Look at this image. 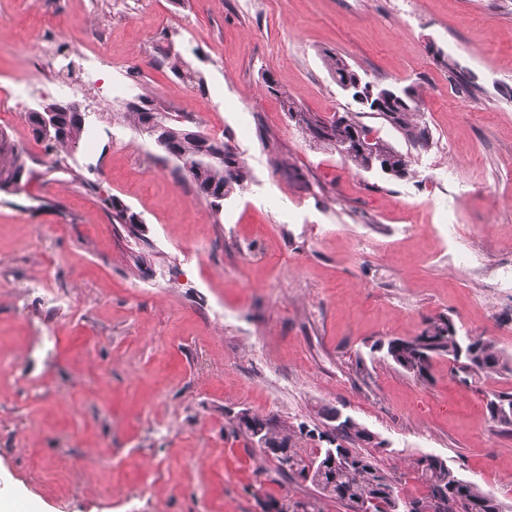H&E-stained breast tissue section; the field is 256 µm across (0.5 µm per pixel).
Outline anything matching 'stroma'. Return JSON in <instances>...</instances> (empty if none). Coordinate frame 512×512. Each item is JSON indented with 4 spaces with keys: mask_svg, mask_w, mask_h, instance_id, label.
Returning a JSON list of instances; mask_svg holds the SVG:
<instances>
[{
    "mask_svg": "<svg viewBox=\"0 0 512 512\" xmlns=\"http://www.w3.org/2000/svg\"><path fill=\"white\" fill-rule=\"evenodd\" d=\"M168 38L191 79L158 64ZM327 51L370 80L421 84L433 144L408 177L358 171L289 121L284 92L349 110ZM95 55L109 66L88 87ZM111 79L231 134L248 186L218 209L196 197L124 120ZM34 81L47 100L77 87L92 112L98 137L68 163L97 189L57 172L0 192L1 496L36 512H274L314 488L261 462L228 410L303 425L308 452L328 406L386 441L375 461L404 494L432 454L512 508V434L486 409L512 375L463 379L440 356L423 382L371 351L445 315L512 354V0H0V129L41 158L34 98L10 100ZM107 196L141 216L139 234ZM101 202L111 213L113 223L125 224L131 232L137 229L140 224H143V221L136 212L116 198L107 196L102 198Z\"/></svg>",
    "mask_w": 512,
    "mask_h": 512,
    "instance_id": "35a3bbf8",
    "label": "stroma"
}]
</instances>
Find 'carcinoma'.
Masks as SVG:
<instances>
[{
    "mask_svg": "<svg viewBox=\"0 0 512 512\" xmlns=\"http://www.w3.org/2000/svg\"><path fill=\"white\" fill-rule=\"evenodd\" d=\"M159 63L176 75L194 81L193 74L184 70L185 62L173 43L159 48ZM325 65L336 86L356 105V110L344 112L330 127L322 129L323 117L305 111L297 101L283 95V109L295 126L304 131L317 144L338 150L339 146L352 138L353 131L359 128H374L380 123L394 129L408 150L398 149L391 141L381 137L380 149L376 155L355 151L346 157L357 170H373L387 177L404 178L412 172L414 154L428 151L432 145V134L424 119L422 92L417 85L409 86L407 102L397 106L394 115L388 118L369 101L372 93L379 89H398L397 83L382 84L362 76L341 55L335 52L324 53ZM137 103L125 106L123 117L130 120L135 130L148 138L150 131L148 118L157 112L167 118V139L176 148L173 158L181 165H200L204 160L203 150L209 145L224 150V165L206 167L201 179L192 184L195 193L216 207L224 200L244 190L251 180V172L236 145L231 139L212 137L200 130L191 134L189 128L171 113L159 107L154 99L146 94L136 97ZM27 122L35 139L46 143L52 154L50 165L45 172L63 171L75 182L93 190L95 186L87 182L83 175L66 163L79 146L84 125L67 118L64 136L46 138L42 136L33 118ZM29 158L6 133L0 131V191L20 193L25 189L19 176L34 175L28 164ZM104 207L111 213L115 224H123L133 231L142 224L139 215L130 207L112 196L101 198ZM371 350L383 353V357L393 362L403 371L419 380L428 379V361L434 355H446L454 361L466 364L472 374H512V354L498 346L492 338L470 336L460 332L454 322L446 316L429 319L420 334L406 340L401 347L392 342H379ZM491 419L499 426L512 430V393L492 395L487 402ZM237 433L254 440L252 425H266L264 436L273 444L288 445V454L302 464L310 458L320 459L323 466L314 471L310 483L318 489L320 498L313 501H293L275 506L276 512H322L320 501L326 499L344 506L348 512H404V499L400 490L387 482L389 474L380 469L371 454L360 448L363 443H375V435L361 424L353 421L341 429L331 430V437L322 432L317 435L319 447L303 455L297 447V432L291 425L274 423L263 419L243 408L232 417ZM335 445L336 463L326 460L329 445ZM415 479L424 488L419 497H412L416 512H506L505 504L491 491L480 484L463 478L445 459L436 455H425L416 460Z\"/></svg>",
    "mask_w": 512,
    "mask_h": 512,
    "instance_id": "carcinoma-1",
    "label": "carcinoma"
}]
</instances>
